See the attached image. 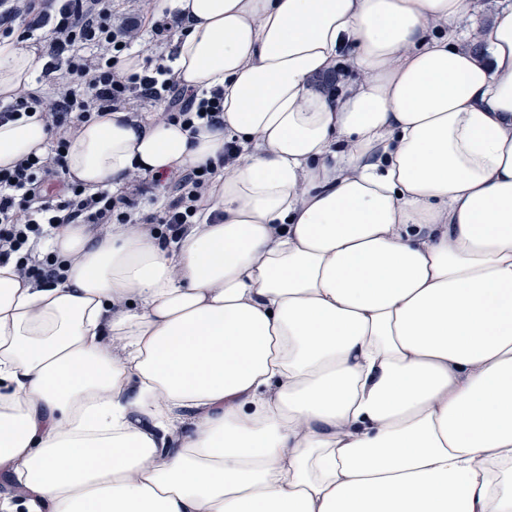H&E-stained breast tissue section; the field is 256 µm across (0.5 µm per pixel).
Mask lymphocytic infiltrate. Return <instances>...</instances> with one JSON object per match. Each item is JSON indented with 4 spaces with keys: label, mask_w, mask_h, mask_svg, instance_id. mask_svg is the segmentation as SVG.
<instances>
[{
    "label": "lymphocytic infiltrate",
    "mask_w": 512,
    "mask_h": 512,
    "mask_svg": "<svg viewBox=\"0 0 512 512\" xmlns=\"http://www.w3.org/2000/svg\"><path fill=\"white\" fill-rule=\"evenodd\" d=\"M175 21L151 14L147 0H0V42L14 39L39 45L47 62L34 85L20 86L0 102V123L34 111L50 136L46 154L23 157L0 169V264L14 263L21 279L40 287L61 280L55 260L41 254L48 224H88L105 234L112 224H150L161 235L178 237L201 223L214 188V168L185 167L158 175L128 171L125 191L86 193L69 179L66 157L84 123L103 112L126 111L132 124L145 117L178 123L190 133L224 125V92L210 97L180 88L170 68L145 65L125 74L122 54L151 31L157 52ZM168 196L159 211L141 204L156 187Z\"/></svg>",
    "instance_id": "1"
}]
</instances>
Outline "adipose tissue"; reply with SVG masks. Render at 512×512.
I'll return each mask as SVG.
<instances>
[{
	"label": "adipose tissue",
	"mask_w": 512,
	"mask_h": 512,
	"mask_svg": "<svg viewBox=\"0 0 512 512\" xmlns=\"http://www.w3.org/2000/svg\"><path fill=\"white\" fill-rule=\"evenodd\" d=\"M474 2L154 0L223 128L105 112L67 170L233 140L220 220L55 225L40 288L0 265V512H512V4ZM43 65L0 46V101ZM48 142L0 124V169ZM342 76H345V77H343V80L340 83ZM358 79H359V74L357 71H355L354 69L349 67L348 72L345 73V66L338 63V65L336 66V69L333 68L330 71V73H328L327 75L323 76L322 78H320L318 80V86L327 95H336V93H338L340 90L339 86L342 89V87L346 83H348L350 81H355Z\"/></svg>",
	"instance_id": "obj_1"
}]
</instances>
